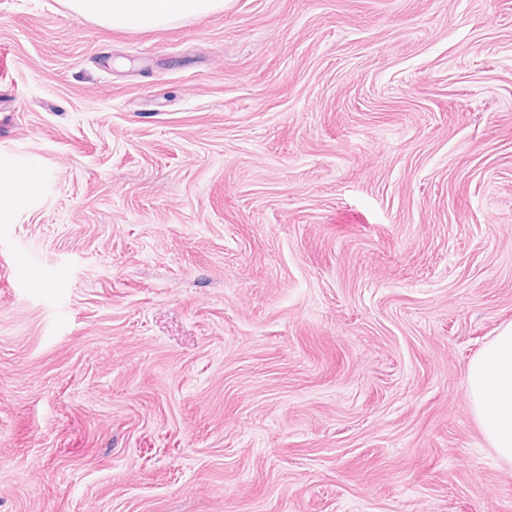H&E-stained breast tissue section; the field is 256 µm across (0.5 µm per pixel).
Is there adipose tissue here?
I'll list each match as a JSON object with an SVG mask.
<instances>
[{"instance_id": "adipose-tissue-1", "label": "adipose tissue", "mask_w": 512, "mask_h": 512, "mask_svg": "<svg viewBox=\"0 0 512 512\" xmlns=\"http://www.w3.org/2000/svg\"><path fill=\"white\" fill-rule=\"evenodd\" d=\"M78 16L114 28L160 29L222 8L224 0H68ZM466 395L481 433L498 458L512 463V324L471 359Z\"/></svg>"}]
</instances>
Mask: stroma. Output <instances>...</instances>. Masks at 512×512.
I'll use <instances>...</instances> for the list:
<instances>
[{"label": "stroma", "instance_id": "1", "mask_svg": "<svg viewBox=\"0 0 512 512\" xmlns=\"http://www.w3.org/2000/svg\"><path fill=\"white\" fill-rule=\"evenodd\" d=\"M0 512H512V0H0ZM78 16L112 28L160 29L180 18L216 12L223 0H68ZM466 395L481 433L498 458L512 463V324L471 359Z\"/></svg>", "mask_w": 512, "mask_h": 512}]
</instances>
